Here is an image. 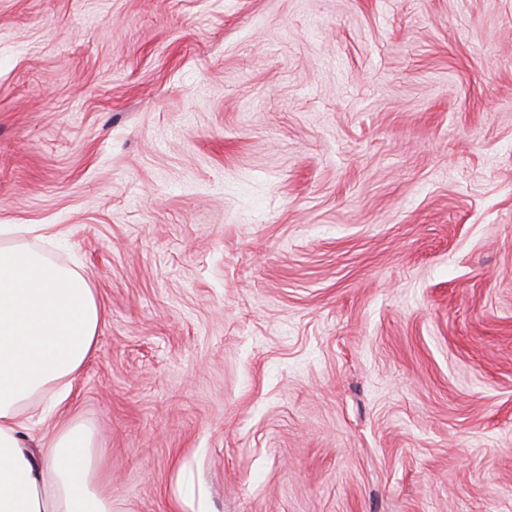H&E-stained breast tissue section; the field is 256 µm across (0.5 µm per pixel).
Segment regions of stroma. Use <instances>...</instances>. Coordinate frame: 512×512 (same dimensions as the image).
<instances>
[{
	"instance_id": "obj_1",
	"label": "stroma",
	"mask_w": 512,
	"mask_h": 512,
	"mask_svg": "<svg viewBox=\"0 0 512 512\" xmlns=\"http://www.w3.org/2000/svg\"><path fill=\"white\" fill-rule=\"evenodd\" d=\"M1 224L112 512H512V0H0Z\"/></svg>"
}]
</instances>
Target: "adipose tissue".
Wrapping results in <instances>:
<instances>
[{"mask_svg": "<svg viewBox=\"0 0 512 512\" xmlns=\"http://www.w3.org/2000/svg\"><path fill=\"white\" fill-rule=\"evenodd\" d=\"M60 224L0 225V512H112L91 431L65 422L32 436L31 401L60 416L103 322L95 288L28 248Z\"/></svg>", "mask_w": 512, "mask_h": 512, "instance_id": "ef3b65f1", "label": "adipose tissue"}]
</instances>
